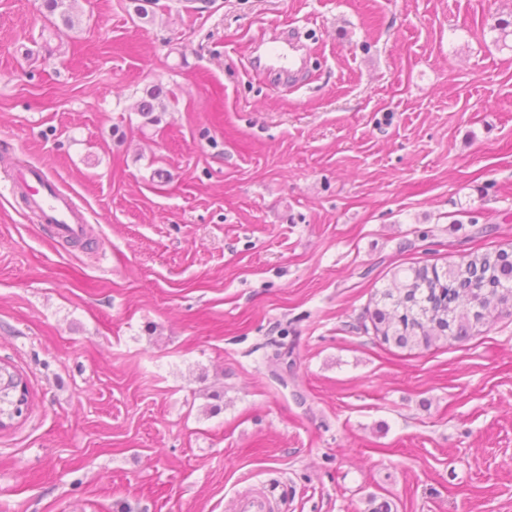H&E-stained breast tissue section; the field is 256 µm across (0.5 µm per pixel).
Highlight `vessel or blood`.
Here are the masks:
<instances>
[{
    "label": "vessel or blood",
    "instance_id": "obj_1",
    "mask_svg": "<svg viewBox=\"0 0 512 512\" xmlns=\"http://www.w3.org/2000/svg\"><path fill=\"white\" fill-rule=\"evenodd\" d=\"M14 188L23 190L26 204L40 221L51 227L56 237L78 239L88 222L84 210L73 199L60 191L54 178L38 164L16 170L11 176ZM236 512H276L274 501L262 492L240 496L235 503Z\"/></svg>",
    "mask_w": 512,
    "mask_h": 512
}]
</instances>
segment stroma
<instances>
[{
	"label": "stroma",
	"mask_w": 512,
	"mask_h": 512,
	"mask_svg": "<svg viewBox=\"0 0 512 512\" xmlns=\"http://www.w3.org/2000/svg\"><path fill=\"white\" fill-rule=\"evenodd\" d=\"M501 21L512 0H77L57 37L0 0V362L29 389L0 512L259 486L277 512H512V316L428 349L360 327L396 266L512 249ZM290 31L293 79L258 63ZM29 164L91 249L10 193ZM167 92L161 85H153L144 90V95L140 98L137 111L145 120L144 124L155 125L159 123L160 118L156 112H166L167 110Z\"/></svg>",
	"instance_id": "stroma-1"
}]
</instances>
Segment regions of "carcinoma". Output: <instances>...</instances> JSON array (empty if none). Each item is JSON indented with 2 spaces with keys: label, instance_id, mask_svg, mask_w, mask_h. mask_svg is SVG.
<instances>
[{
  "label": "carcinoma",
  "instance_id": "obj_1",
  "mask_svg": "<svg viewBox=\"0 0 512 512\" xmlns=\"http://www.w3.org/2000/svg\"><path fill=\"white\" fill-rule=\"evenodd\" d=\"M74 5L75 0H43L46 12L58 18L56 31L74 27ZM166 100L160 85L144 90L137 107L144 124L159 123ZM371 303L374 308L366 310L371 325L363 329L385 344L428 348L467 339L491 312L512 315V252H471L446 269L411 265L394 273L392 286L376 292ZM27 401L14 368L0 363V427L21 414Z\"/></svg>",
  "mask_w": 512,
  "mask_h": 512
}]
</instances>
